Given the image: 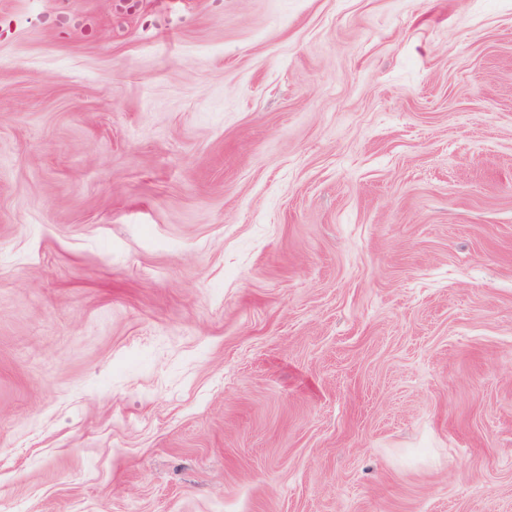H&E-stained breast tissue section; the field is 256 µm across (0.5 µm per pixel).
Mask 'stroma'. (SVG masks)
Segmentation results:
<instances>
[{
  "label": "stroma",
  "mask_w": 512,
  "mask_h": 512,
  "mask_svg": "<svg viewBox=\"0 0 512 512\" xmlns=\"http://www.w3.org/2000/svg\"><path fill=\"white\" fill-rule=\"evenodd\" d=\"M0 0V512H512V0Z\"/></svg>",
  "instance_id": "obj_1"
}]
</instances>
